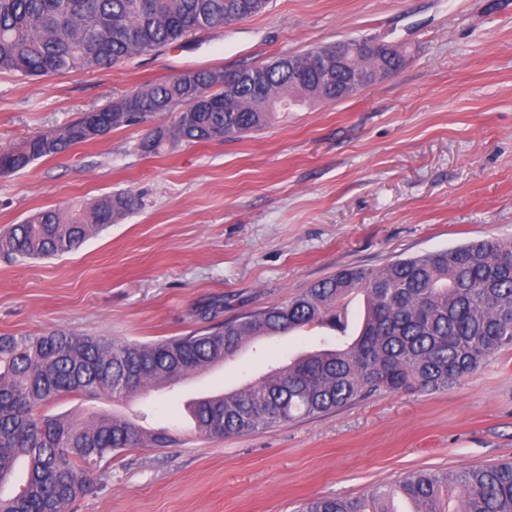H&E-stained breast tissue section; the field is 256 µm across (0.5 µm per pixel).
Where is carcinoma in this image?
Listing matches in <instances>:
<instances>
[{
    "label": "carcinoma",
    "instance_id": "cac0c4a2",
    "mask_svg": "<svg viewBox=\"0 0 512 512\" xmlns=\"http://www.w3.org/2000/svg\"><path fill=\"white\" fill-rule=\"evenodd\" d=\"M269 0H0V71L25 77L110 69L207 29L266 10ZM305 53L236 69H195L148 83L47 134L0 152V175L94 142L110 132L176 113L141 139L156 155L185 143L222 142L267 127L277 104L338 101L355 93L353 69L399 71L406 51L362 58L324 78L291 70ZM126 192L91 206L39 211L0 234V253L48 258L77 249L93 232L137 209ZM365 303L355 317L352 298ZM330 332L323 348L292 356L245 386L195 402L196 431L207 438L248 434L346 406L373 391L432 392L460 382L512 345V243L488 238L398 260L348 268L285 305L265 306L211 328L151 343L119 342L52 330L0 335V512H67L97 481L100 465L134 448H163V429L93 411L45 415L64 397L92 401L143 397L156 388L234 358L248 341L306 327ZM512 512V462L458 475L419 471L363 498L313 497L299 512Z\"/></svg>",
    "mask_w": 512,
    "mask_h": 512
}]
</instances>
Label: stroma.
Returning <instances> with one entry per match:
<instances>
[{"label": "stroma", "instance_id": "stroma-1", "mask_svg": "<svg viewBox=\"0 0 512 512\" xmlns=\"http://www.w3.org/2000/svg\"><path fill=\"white\" fill-rule=\"evenodd\" d=\"M349 38L406 48L407 62L249 138L145 157L136 145L149 121L0 175V232L110 193L140 201L72 252L0 255V335L63 329L148 343L288 303L347 267L512 243V0H271L109 70L0 71V151L189 69ZM325 335L258 342L192 386L134 401L175 444L113 456L68 512H295L307 498H359L416 471L512 461V346L431 394L372 393L223 439L187 425L188 400L239 388Z\"/></svg>", "mask_w": 512, "mask_h": 512}]
</instances>
